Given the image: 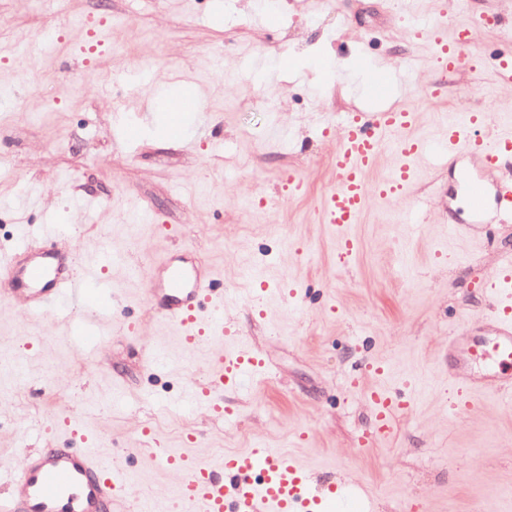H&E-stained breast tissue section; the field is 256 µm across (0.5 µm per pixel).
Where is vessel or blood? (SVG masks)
I'll list each match as a JSON object with an SVG mask.
<instances>
[{
  "mask_svg": "<svg viewBox=\"0 0 512 512\" xmlns=\"http://www.w3.org/2000/svg\"><path fill=\"white\" fill-rule=\"evenodd\" d=\"M424 32L440 72H454L470 62L472 23H461L449 33L434 20ZM416 124V112L401 107L355 117L342 128L332 153L339 180L320 205L321 221L337 233L342 256H350L357 247L348 228L359 222L369 201L408 192L416 179L417 159L430 152L451 163L471 155L482 165V176L464 173L459 178L467 221L455 225L456 235L469 236L471 225L482 223L490 209L512 221V125L488 128L484 114L478 113L469 122L445 124L440 136L429 142L413 136ZM388 148L394 154L390 175L371 181V173ZM92 265V260H81L51 244L35 250L21 247L0 257V301L35 315L45 314L80 290ZM486 288L490 299L486 320L494 330L501 378L488 383L450 373L448 385L457 405L464 407L482 395L512 392L511 257L502 260ZM160 289L157 313L176 327L184 345L235 338L234 327L224 319V291L209 270L192 264L167 266ZM374 371L378 381L367 402L373 415L371 437L382 441L393 436L406 404L392 395L384 364H375ZM267 374L264 357L250 346L230 354L217 350L204 382L189 385L185 396L209 414L220 416L225 391L240 390ZM143 451L179 477L188 512H334L338 506L352 512L354 508L345 486L330 482L311 492L312 473L307 467L261 443L225 455L217 467L184 451L157 447L150 434ZM125 496L122 467L102 459L96 449L72 444L27 455L11 491L0 495V512H112L113 505Z\"/></svg>",
  "mask_w": 512,
  "mask_h": 512,
  "instance_id": "vessel-or-blood-1",
  "label": "vessel or blood"
}]
</instances>
